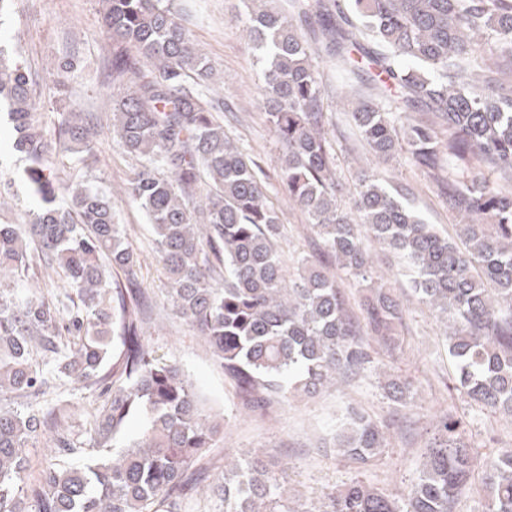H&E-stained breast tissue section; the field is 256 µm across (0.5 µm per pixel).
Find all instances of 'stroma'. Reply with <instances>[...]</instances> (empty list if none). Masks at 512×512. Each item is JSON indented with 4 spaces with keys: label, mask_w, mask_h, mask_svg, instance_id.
Listing matches in <instances>:
<instances>
[{
    "label": "stroma",
    "mask_w": 512,
    "mask_h": 512,
    "mask_svg": "<svg viewBox=\"0 0 512 512\" xmlns=\"http://www.w3.org/2000/svg\"><path fill=\"white\" fill-rule=\"evenodd\" d=\"M192 39L212 66L213 86L224 96V126L244 146L261 169L268 195L281 213L285 226L279 242L288 274H295L298 261L317 254V238L308 229L307 217L289 208L280 188V160L276 136L266 119L261 76L252 44L238 21L242 0H173ZM106 39L99 0H11L0 16V45L8 47L24 63L31 81L33 101L46 131H53L62 106L97 113L101 130L93 155L79 173L92 185L110 193L118 203L117 213L130 240L143 260L144 286L156 305L146 326V341L156 355L177 359L214 412L224 417V442L210 449L203 461L205 475L197 485L185 512H223L209 485L227 454L263 449L288 468L289 484L305 497L357 479L392 493L404 494L419 475L425 444L433 433L436 414L451 412L469 422L471 445L479 457L492 449L512 445V424L474 411L450 391L454 369L448 360L446 325L426 305L419 303L402 276L398 259L381 245L367 242L375 268L386 273L385 284L393 288L405 309V348L394 355H377L370 372L350 379L340 389H329L314 398H297L273 407L263 417L245 412L233 383L224 374L202 337L186 324L162 295L165 280L157 264L148 220L137 206L122 202L121 187L139 162L112 143V95L114 89L104 73L101 46ZM76 55L79 68L65 86H58L57 64ZM326 90L328 118L336 130V178L338 200L351 207L357 162L365 156L361 137L348 113L337 111L336 96L342 84L336 68L319 59ZM14 132L6 110H0V183L9 184L11 197L0 206V219L13 221L36 211L38 200L25 182V161L14 145ZM382 179L398 186L423 218L443 235L456 234V223L435 184L422 171L408 164L380 171ZM412 382L414 396L402 409H395L379 386L386 375ZM49 402L66 410L72 435L88 429L97 397L89 391L59 385ZM355 405L375 420H396L390 444L378 461L364 471L354 469L332 451L330 438L346 405Z\"/></svg>",
    "instance_id": "1"
}]
</instances>
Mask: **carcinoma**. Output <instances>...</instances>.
Listing matches in <instances>:
<instances>
[{"label": "carcinoma", "instance_id": "obj_1", "mask_svg": "<svg viewBox=\"0 0 512 512\" xmlns=\"http://www.w3.org/2000/svg\"><path fill=\"white\" fill-rule=\"evenodd\" d=\"M249 2L280 190L306 212L332 263L304 257L287 276L280 214L256 162L225 131L208 97L213 69L170 0H102L103 59L122 89L113 140L141 161L124 196L148 217L169 303L209 345L244 409L314 396L401 347L404 308L373 282L369 236L400 257L419 301L447 319L452 390L480 414L512 418V0H292L288 14ZM299 21L312 37L298 33ZM321 52L355 81L346 102L370 155L428 173L460 217L458 239L440 235L370 166L356 173L353 208L337 203ZM1 99L41 206L25 224H0V270L18 284L39 269L65 291L0 289V512H179L194 471L224 441V419L203 409L177 363L146 345L140 256L115 203L53 171L29 78L0 45ZM98 133L96 113L71 108L54 143L82 161ZM332 264L366 285L362 319ZM60 381L103 396L81 439L64 427L63 409L40 406ZM384 389L396 405L412 398L398 377ZM135 417L144 426L128 437ZM388 431L349 406L336 452L364 468ZM43 433L64 458L39 472L27 496V448ZM85 451L82 463L68 459ZM476 469L465 422L444 414L401 497L353 480L317 508L296 506L285 467L260 450L225 461L211 491L224 512H451ZM482 471L486 512H512V448Z\"/></svg>", "mask_w": 512, "mask_h": 512}]
</instances>
